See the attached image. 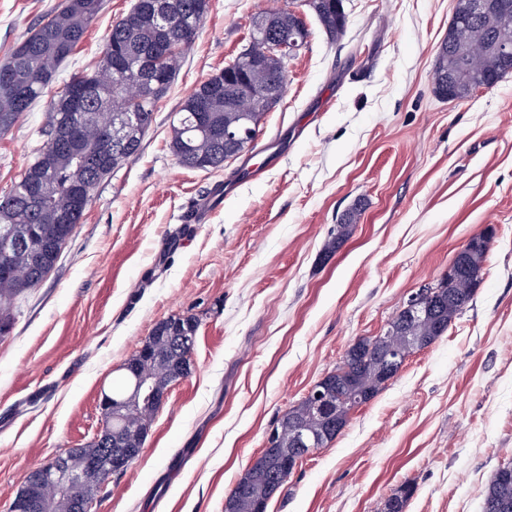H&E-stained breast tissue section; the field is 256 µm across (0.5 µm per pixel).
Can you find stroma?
Here are the masks:
<instances>
[{
    "instance_id": "obj_1",
    "label": "stroma",
    "mask_w": 512,
    "mask_h": 512,
    "mask_svg": "<svg viewBox=\"0 0 512 512\" xmlns=\"http://www.w3.org/2000/svg\"><path fill=\"white\" fill-rule=\"evenodd\" d=\"M134 0H103L56 87L93 71ZM60 0H0V63ZM455 0H345L330 42L304 0H211L137 157L97 187L48 277L16 299L0 337V512L27 475L101 428L99 396L171 316L200 319L190 375L154 416L139 458L93 512H224L284 410L443 278L457 249L496 230L482 280L448 332L310 454L268 512H482L512 461V76L448 102L432 91ZM293 10L310 30L251 149L220 171L180 166L183 100L247 44L251 19ZM48 99L0 134V194L47 138ZM260 177L233 178L239 167ZM221 206L184 232L215 185ZM363 210L324 255L340 217Z\"/></svg>"
}]
</instances>
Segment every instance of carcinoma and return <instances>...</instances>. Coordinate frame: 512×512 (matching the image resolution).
I'll return each instance as SVG.
<instances>
[{"mask_svg": "<svg viewBox=\"0 0 512 512\" xmlns=\"http://www.w3.org/2000/svg\"><path fill=\"white\" fill-rule=\"evenodd\" d=\"M320 26L331 42L341 39L340 33L348 23L346 10L336 7V0H308ZM102 7V0H63V3L47 15L29 35L11 51L9 60L0 65V133L8 131L31 104L44 96L55 82L60 65L73 53L82 41L88 24ZM512 21V0H497L495 13L477 14L460 22L449 23V35L439 45L432 69V89L440 99L454 101L470 97L479 86H495L508 76L502 59L495 51L498 39L499 15ZM280 30L292 29L308 39L309 30L302 18L287 13L275 20ZM198 29L185 28L181 18L174 16L168 25H160L157 15L144 0H135L130 11L112 25L103 54L96 69L76 76L67 88L50 102L44 133L46 146L37 154L9 192L0 195V235L21 229H33L45 243L63 250L85 211L92 201L82 204L71 201L72 192L79 188L89 193L115 169L128 159L138 155L142 139L127 144L110 145L99 125V115L135 112L143 124L141 134L152 127L157 103L173 84L183 52L194 42ZM124 48L131 55L132 71L147 73L158 68L166 74L165 83L153 88L147 86L141 98L133 101L119 86L100 89L98 95L86 100L85 112L95 117L76 128L79 150L73 151L56 138L64 118L62 102L68 87L75 83L101 84V75L112 70V54L116 48ZM236 74L250 81L285 79L287 71L273 64L258 72L246 56L234 57L225 63ZM213 88L204 92H191L182 102L177 121L172 123L170 147L177 162L189 169L213 171L224 168V161L237 156L242 149H249L255 136L242 143L224 147V129L256 130L267 112L278 100H258L253 111L238 112L234 107V86L224 84V74L211 75ZM360 209L355 207L342 215L336 226V239L328 251L339 248L358 222ZM59 255L44 252L42 260L34 257L33 249L25 244L16 245L7 259L8 269L0 267V336L9 332L10 315L5 306L24 292L35 288L54 269ZM482 275L462 270L450 281H441L435 288L441 292L439 317L442 328L432 320L421 321L402 311L390 323V340L410 331L423 336L432 344L448 332V328L461 315L472 300ZM194 315L167 318L150 336L143 348L132 359L140 372L152 376L160 387L169 384L177 367L190 361L192 349H182L178 337L185 327L198 330L193 324ZM382 341H365L364 353L354 359H344L336 369L326 374L331 398L338 406L347 403L355 392L376 396L385 384L372 372L376 354L384 349ZM317 424L308 413L306 401L290 406L278 419ZM148 430L131 433L119 424L101 420V431L84 448L69 450L70 462L81 466L107 451L116 453L126 448L144 447ZM288 473L279 468L278 461L260 460L248 467L231 489L228 499L236 512H259V507L269 505L272 485L280 487L288 482ZM482 512H512V461L501 464L493 474L486 491Z\"/></svg>", "mask_w": 512, "mask_h": 512, "instance_id": "1", "label": "carcinoma"}]
</instances>
